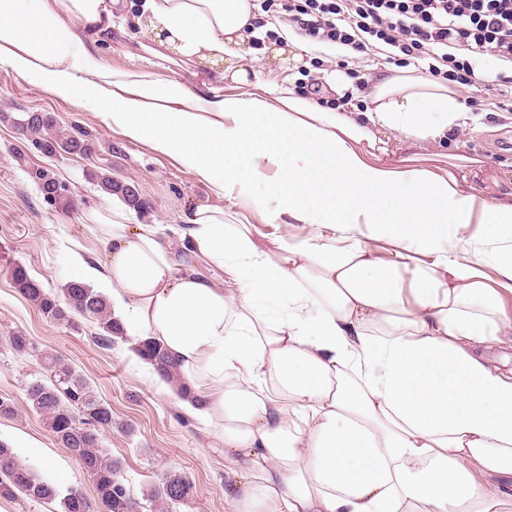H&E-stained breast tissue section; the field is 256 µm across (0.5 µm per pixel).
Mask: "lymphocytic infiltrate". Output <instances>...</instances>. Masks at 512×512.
<instances>
[{"instance_id": "obj_1", "label": "lymphocytic infiltrate", "mask_w": 512, "mask_h": 512, "mask_svg": "<svg viewBox=\"0 0 512 512\" xmlns=\"http://www.w3.org/2000/svg\"><path fill=\"white\" fill-rule=\"evenodd\" d=\"M261 7L288 13L313 40L435 55L431 74L465 86L476 82L473 58L512 62V0H262Z\"/></svg>"}]
</instances>
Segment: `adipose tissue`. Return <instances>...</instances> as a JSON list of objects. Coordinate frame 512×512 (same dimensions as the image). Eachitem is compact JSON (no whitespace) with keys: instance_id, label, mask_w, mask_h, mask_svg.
Masks as SVG:
<instances>
[{"instance_id":"obj_1","label":"adipose tissue","mask_w":512,"mask_h":512,"mask_svg":"<svg viewBox=\"0 0 512 512\" xmlns=\"http://www.w3.org/2000/svg\"><path fill=\"white\" fill-rule=\"evenodd\" d=\"M126 8L0 0V60L213 187L252 196L271 220L396 244L270 249L211 206L175 227L131 225L118 207L84 214L106 254H73L78 277L176 364L179 407L235 475L230 512H504L512 370L489 352L512 335V183L476 193L479 159L448 151L474 120L466 98L410 67L371 78L362 112L249 77L248 41L265 34L255 0L137 6L144 39L214 83L191 90L105 62L78 76L72 48L94 56ZM468 224L487 227L483 248L459 236Z\"/></svg>"}]
</instances>
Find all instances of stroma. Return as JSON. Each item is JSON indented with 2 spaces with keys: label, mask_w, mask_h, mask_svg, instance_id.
<instances>
[{
  "label": "stroma",
  "mask_w": 512,
  "mask_h": 512,
  "mask_svg": "<svg viewBox=\"0 0 512 512\" xmlns=\"http://www.w3.org/2000/svg\"><path fill=\"white\" fill-rule=\"evenodd\" d=\"M141 34L133 24L115 35L100 50L101 60L116 72H148L173 78L188 87L203 81L202 68L169 67L160 59L137 48ZM427 68L423 58L399 53L378 44L374 51L329 56L304 55L290 70L254 63L260 79L293 82L298 90L310 92L325 76L338 74L353 102H360L359 82L396 67ZM481 74L476 87L467 89L470 110L479 116L482 130L461 137L458 149L482 159L476 186L479 191L512 178V88L500 86L498 75H512V64L492 56L476 59ZM48 112L57 128L78 125L91 132L95 151L88 156H47L37 151L21 134L18 115ZM49 170L68 189L67 206L47 203L30 177L34 168ZM107 170L113 179L135 187L145 201L132 210L135 224H177L183 213L197 205L231 210L243 223L254 225L266 241L296 242L309 237L311 228L301 224L271 221L267 212L254 207L251 199L237 193H222L208 184L196 169L161 155L142 143L126 139L106 127L90 112L44 91L21 78L0 61V398L11 400L17 413L0 417V440L10 442L19 434L38 438L41 454L19 449V456L36 466L49 479L66 473L67 484L92 491L93 485L79 464L53 437L42 416L33 410L25 387L38 377L34 357H19L6 350L5 336L20 332L32 338L39 349L62 355L80 371L101 400L112 408V428L102 436V446L112 458L121 460V480L135 497L161 484L170 473L184 476L190 484L188 496L170 505L169 512H229L224 500L225 484L234 481L224 468V454L211 445L203 427L182 414L176 401L153 380L132 352V340L115 339L111 347L98 344L99 327L80 319L72 328L43 317L14 287L9 271L24 265L43 286L60 292L72 274L71 249L80 247L99 255L103 247L82 222L91 208L111 204L112 198L91 180V171Z\"/></svg>",
  "instance_id": "stroma-1"
}]
</instances>
